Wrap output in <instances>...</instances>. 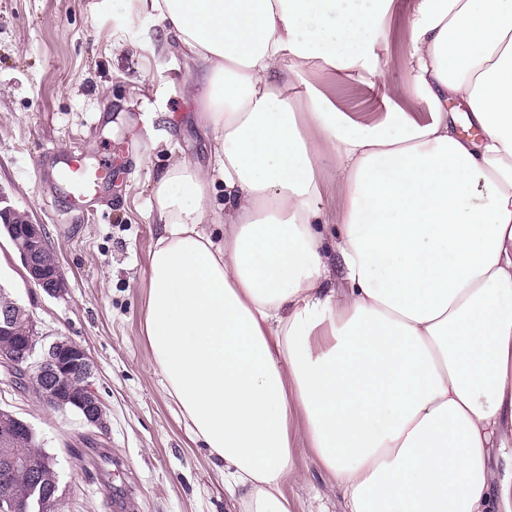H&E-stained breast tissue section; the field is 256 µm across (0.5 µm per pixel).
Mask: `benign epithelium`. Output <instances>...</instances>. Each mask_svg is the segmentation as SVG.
Returning a JSON list of instances; mask_svg holds the SVG:
<instances>
[{
  "instance_id": "benign-epithelium-1",
  "label": "benign epithelium",
  "mask_w": 512,
  "mask_h": 512,
  "mask_svg": "<svg viewBox=\"0 0 512 512\" xmlns=\"http://www.w3.org/2000/svg\"><path fill=\"white\" fill-rule=\"evenodd\" d=\"M0 223L17 238V249L26 278L50 295L65 288L64 276L55 253L47 244L44 225L34 224L6 204L0 194ZM93 366L86 349L57 337L39 335L33 317L11 293L0 290V386L19 390L29 379L40 385L41 399L54 409L80 411L90 426L103 428L100 398L93 387ZM20 464V455H0V512H49L57 491L55 461L44 460L41 477L25 493L16 495L10 476Z\"/></svg>"
}]
</instances>
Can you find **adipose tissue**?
<instances>
[{
    "label": "adipose tissue",
    "instance_id": "adipose-tissue-1",
    "mask_svg": "<svg viewBox=\"0 0 512 512\" xmlns=\"http://www.w3.org/2000/svg\"><path fill=\"white\" fill-rule=\"evenodd\" d=\"M137 3L198 66L216 144L155 185L143 334L229 497L295 512L297 426L341 512H512V472L490 469L512 455V0H417L426 110L387 94L374 124L295 77L319 60L382 84L394 0ZM318 155L345 190L335 225Z\"/></svg>",
    "mask_w": 512,
    "mask_h": 512
}]
</instances>
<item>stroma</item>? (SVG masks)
<instances>
[{"label":"stroma","mask_w":512,"mask_h":512,"mask_svg":"<svg viewBox=\"0 0 512 512\" xmlns=\"http://www.w3.org/2000/svg\"><path fill=\"white\" fill-rule=\"evenodd\" d=\"M413 0H395L386 83L413 105L403 33ZM301 79L343 111L376 120L380 91L343 80L317 60ZM192 62L165 43L157 18L131 0H0V193L44 225L66 278L52 296L22 277L0 234V286L15 293L39 332L83 346L105 406L99 430L54 411L34 392L0 389V408L27 422L56 459L55 512H240L223 466L194 438L163 387L142 334L150 257L159 226L156 180L179 159L212 164L197 121ZM111 153L113 177L92 211L58 196L61 157ZM284 492L297 512H336L340 492L309 449Z\"/></svg>","instance_id":"35a3bbf8"}]
</instances>
